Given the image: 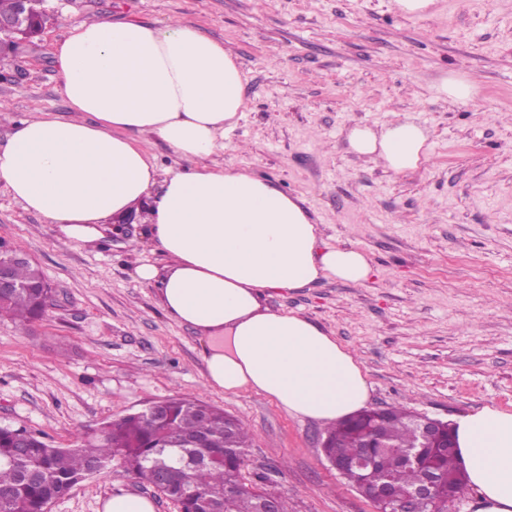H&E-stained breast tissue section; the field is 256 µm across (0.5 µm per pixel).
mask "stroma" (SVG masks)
Wrapping results in <instances>:
<instances>
[{
	"label": "stroma",
	"instance_id": "stroma-1",
	"mask_svg": "<svg viewBox=\"0 0 512 512\" xmlns=\"http://www.w3.org/2000/svg\"><path fill=\"white\" fill-rule=\"evenodd\" d=\"M49 20L0 67V146L35 112L63 118L53 47L73 20L198 25L238 57L246 109L221 162L300 199L323 240L364 250L365 285L323 281L268 292L353 353L369 406L445 421L512 410V0H438L424 17L390 0H44ZM479 84L467 105L435 95L445 75ZM400 113L429 133L431 157L394 174L352 154L348 128ZM145 223L117 224L84 248L0 183V240L31 257L52 292L42 319L0 318V426L67 447L101 423L181 396L216 405L252 433L243 482L288 512H374L326 460L319 422L264 394L205 380L207 339L168 318L134 255L164 256ZM171 499L121 468L75 486L51 512H103L112 492Z\"/></svg>",
	"mask_w": 512,
	"mask_h": 512
}]
</instances>
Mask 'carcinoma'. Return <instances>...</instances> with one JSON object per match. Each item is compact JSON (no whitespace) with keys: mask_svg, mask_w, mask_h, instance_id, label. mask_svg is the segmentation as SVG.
I'll use <instances>...</instances> for the list:
<instances>
[{"mask_svg":"<svg viewBox=\"0 0 512 512\" xmlns=\"http://www.w3.org/2000/svg\"><path fill=\"white\" fill-rule=\"evenodd\" d=\"M4 314L26 324L35 318L28 289L17 291L5 304ZM197 399H172L166 406L167 421L157 424L146 415H127L104 423L108 437L100 440L83 437L69 447H59L39 435L30 437V446L20 454L12 443L15 429L0 426V512H42L44 503L59 501L89 476V466L105 469L116 462L138 482L154 487L161 495L180 502L182 512H258V490L240 479L245 449L251 434L245 425L231 419L217 406L204 411ZM379 434L386 448H364L355 424L343 420L326 430L331 447L324 455L351 460L361 454L375 457L374 467L365 471L348 469L344 478L363 495L387 484L393 497H405L427 473L440 482L441 496L453 493L458 499L468 493L467 477L457 462V449L426 448L418 463L406 466L399 453L415 443L411 413L393 407L380 420ZM200 435L207 436L208 448L197 452L210 455L205 466L185 468L180 463L178 446ZM167 441L169 448L156 443ZM174 468L166 485L158 484V475L166 467Z\"/></svg>","mask_w":512,"mask_h":512,"instance_id":"carcinoma-1","label":"carcinoma"}]
</instances>
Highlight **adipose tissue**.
<instances>
[{"mask_svg": "<svg viewBox=\"0 0 512 512\" xmlns=\"http://www.w3.org/2000/svg\"><path fill=\"white\" fill-rule=\"evenodd\" d=\"M53 55L70 115L21 120L0 148V182L13 197L84 246L100 243V222L146 209V233L166 262H137L138 278L157 287L168 317L225 339L205 359L207 385L255 390L323 424L362 410L369 386L354 355L264 297L321 281L363 284L369 256L328 245L296 197L216 162L246 107L236 55L186 20L80 21ZM155 141L183 167L161 170ZM347 142L396 174L431 155L425 129L408 119L354 126ZM452 435L477 512H512V411L483 406L458 417Z\"/></svg>", "mask_w": 512, "mask_h": 512, "instance_id": "1", "label": "adipose tissue"}]
</instances>
